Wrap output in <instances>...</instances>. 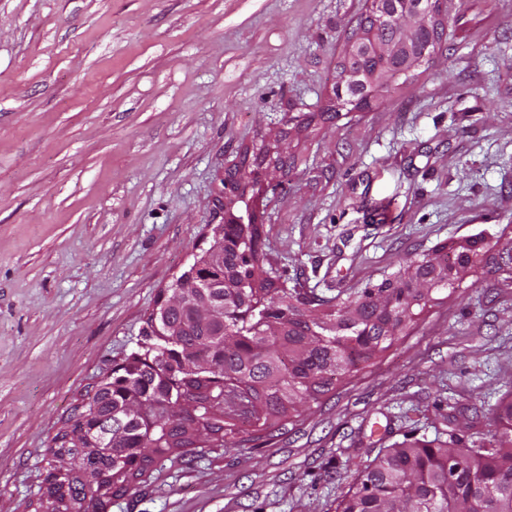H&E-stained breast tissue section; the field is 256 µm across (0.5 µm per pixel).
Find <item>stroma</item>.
<instances>
[{"label":"stroma","mask_w":512,"mask_h":512,"mask_svg":"<svg viewBox=\"0 0 512 512\" xmlns=\"http://www.w3.org/2000/svg\"><path fill=\"white\" fill-rule=\"evenodd\" d=\"M365 0H0V512H33L46 450L137 351L207 249L221 181L277 148L259 252L313 297L482 239L487 261L296 423L154 473L112 512H336L411 436L488 441L512 392V0H448V36L362 112L322 113Z\"/></svg>","instance_id":"1"}]
</instances>
